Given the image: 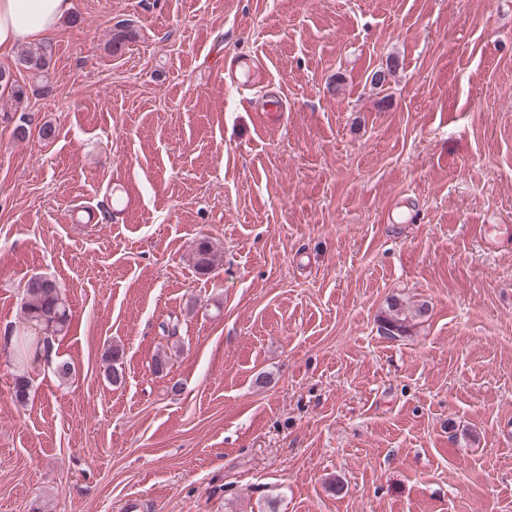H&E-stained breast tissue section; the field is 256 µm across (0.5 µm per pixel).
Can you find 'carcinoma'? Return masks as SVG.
Instances as JSON below:
<instances>
[{"label":"carcinoma","mask_w":512,"mask_h":512,"mask_svg":"<svg viewBox=\"0 0 512 512\" xmlns=\"http://www.w3.org/2000/svg\"><path fill=\"white\" fill-rule=\"evenodd\" d=\"M53 60V50L49 45L21 50L18 62L25 70L32 73L37 83L31 88L11 83L10 87L14 101L22 105L28 100V92L47 93L50 91V69ZM194 267L205 275L219 261L218 253L213 243L207 238H201L193 249ZM23 330L25 335L22 343L13 348L15 359L21 361L35 355L51 359L55 338L69 328L71 311L66 298L56 281L44 276L31 277L23 292ZM413 316L393 298L387 303V309L380 318V330L389 339H397L408 334ZM109 363L105 369L106 379L117 385L123 381V371L119 368V349L111 347Z\"/></svg>","instance_id":"obj_1"}]
</instances>
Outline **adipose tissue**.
Masks as SVG:
<instances>
[{
    "instance_id": "1",
    "label": "adipose tissue",
    "mask_w": 512,
    "mask_h": 512,
    "mask_svg": "<svg viewBox=\"0 0 512 512\" xmlns=\"http://www.w3.org/2000/svg\"><path fill=\"white\" fill-rule=\"evenodd\" d=\"M74 11L75 0H0V55L55 30Z\"/></svg>"
}]
</instances>
